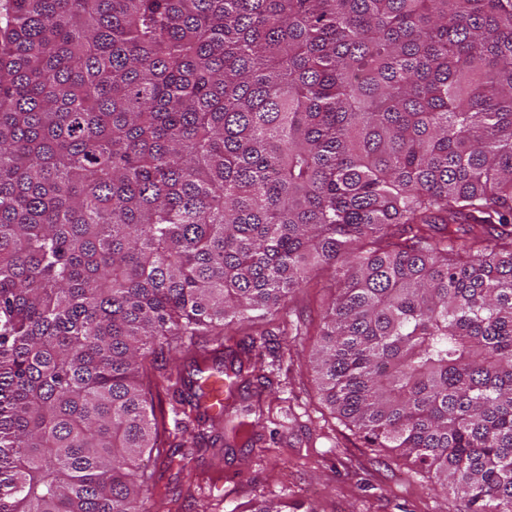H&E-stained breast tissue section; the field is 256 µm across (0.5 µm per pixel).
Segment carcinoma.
I'll use <instances>...</instances> for the list:
<instances>
[{
	"instance_id": "carcinoma-1",
	"label": "carcinoma",
	"mask_w": 512,
	"mask_h": 512,
	"mask_svg": "<svg viewBox=\"0 0 512 512\" xmlns=\"http://www.w3.org/2000/svg\"><path fill=\"white\" fill-rule=\"evenodd\" d=\"M323 268L333 414L512 512V0H0V512H147L150 363Z\"/></svg>"
}]
</instances>
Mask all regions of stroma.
I'll list each match as a JSON object with an SVG mask.
<instances>
[{"label": "stroma", "instance_id": "stroma-1", "mask_svg": "<svg viewBox=\"0 0 512 512\" xmlns=\"http://www.w3.org/2000/svg\"><path fill=\"white\" fill-rule=\"evenodd\" d=\"M335 295L330 274L320 273L294 294L287 313L254 323V330L270 334L262 350L269 367L265 379L241 385L235 408L256 405L253 392L262 385L271 412L251 428L249 445L225 446L219 419L200 432L184 429L167 389L175 361L163 356L150 367L162 443L193 458L187 475L163 459H146L156 483L149 512H248L261 500L317 512H447L434 483L391 453L364 447L319 398L306 351Z\"/></svg>", "mask_w": 512, "mask_h": 512}]
</instances>
